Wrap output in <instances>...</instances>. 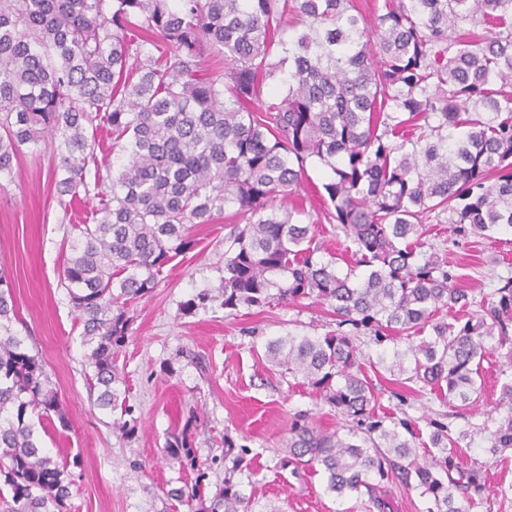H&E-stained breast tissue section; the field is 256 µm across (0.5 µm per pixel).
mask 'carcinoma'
<instances>
[{
    "mask_svg": "<svg viewBox=\"0 0 512 512\" xmlns=\"http://www.w3.org/2000/svg\"><path fill=\"white\" fill-rule=\"evenodd\" d=\"M381 10L368 19L355 0H0V175L22 147L50 149L58 197L103 201L63 269L98 407L131 411L116 365L129 307L191 249L190 225L233 206L242 227L224 260V308L313 299L336 316L332 334L267 343L275 366L303 375L348 422L327 432L297 414L287 464L323 472L338 498L368 496L376 512L389 510L376 494L385 482L420 491L428 512H469L484 493L479 468L458 462L442 424L421 460L376 418L356 337L379 345L391 331L427 333L393 363L411 364L410 379L455 408L475 404L489 341L512 368V281L478 302L416 245L426 220L512 228V0H383ZM461 24L486 35L451 36ZM211 54L224 69L201 77ZM274 75L280 91L266 102ZM101 127L119 147L114 173L89 169ZM311 163L331 170L322 198L353 246L344 273L337 258L315 257L303 222ZM442 310L468 317L447 322ZM17 318L1 272L0 496L9 512H64L67 462L39 429L67 421ZM500 404L493 456L512 449V378ZM167 448L195 467L186 438ZM233 450L224 438V488L195 512H251Z\"/></svg>",
    "mask_w": 512,
    "mask_h": 512,
    "instance_id": "cac0c4a2",
    "label": "carcinoma"
}]
</instances>
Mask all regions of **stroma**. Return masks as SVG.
<instances>
[{
  "label": "stroma",
  "instance_id": "obj_1",
  "mask_svg": "<svg viewBox=\"0 0 512 512\" xmlns=\"http://www.w3.org/2000/svg\"><path fill=\"white\" fill-rule=\"evenodd\" d=\"M54 167L51 151L25 148L13 173L0 177V268L13 277L20 317L14 329L38 354L68 418L67 428L50 431L43 443L52 454L79 459L69 469L65 512H189L170 489L193 482L199 470L206 474V496L222 489L231 465L224 457L228 437L249 449L235 479L252 512H366V499L338 498L327 491L323 474H296L283 462L295 414H308L329 431L341 420L305 378L281 373L267 361L266 344L290 332L322 336L335 330L336 321L327 306L309 299L224 309V252L238 223L231 207L212 223L192 227L193 247L175 257L156 288L130 307L117 366L136 429L127 436L113 428V413L94 403L88 348L60 284L71 242L83 225L94 223L101 204L80 197L60 205ZM329 177L326 167L308 166L306 208L322 255L340 256L345 238L325 220L317 193ZM422 230L424 253L446 258L456 286L476 298H492L512 280V228L463 233L453 224L426 223ZM203 291L211 296L206 306L186 310ZM505 367L504 349L489 342L479 399L468 410L448 407L389 364L364 369L374 387L375 412L390 425L410 420L418 456L429 450L437 421L457 439L462 464L483 462L486 492L470 512H512V449L488 453L503 416ZM176 434L192 448L196 470L180 469L168 456L167 443Z\"/></svg>",
  "mask_w": 512,
  "mask_h": 512
}]
</instances>
